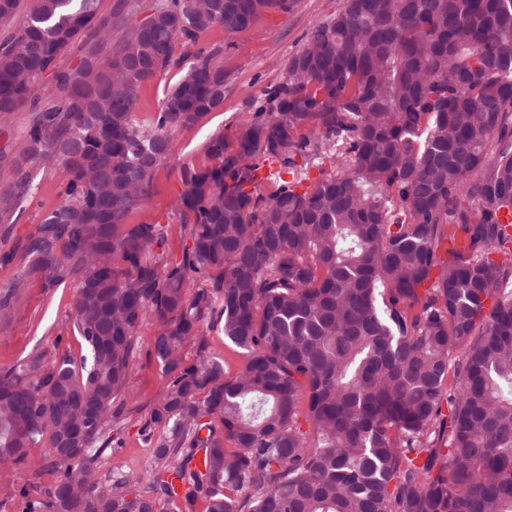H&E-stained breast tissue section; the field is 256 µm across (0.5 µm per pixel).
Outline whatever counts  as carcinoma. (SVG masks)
<instances>
[{
	"instance_id": "1",
	"label": "carcinoma",
	"mask_w": 512,
	"mask_h": 512,
	"mask_svg": "<svg viewBox=\"0 0 512 512\" xmlns=\"http://www.w3.org/2000/svg\"><path fill=\"white\" fill-rule=\"evenodd\" d=\"M0 0V233L59 165V203L0 253V320L34 279L77 282L80 355L0 371L3 499L22 512H512V0H341L183 167L169 228L128 224L173 133L224 106L219 50L288 0ZM118 31L112 56L103 50ZM87 51L75 66L70 48ZM183 74L143 124L140 89ZM56 97L38 103L40 81ZM331 165H326V162ZM317 176H311L312 170ZM161 378L151 483L106 475L137 330ZM240 350L228 376L202 329ZM196 345L193 357L186 346ZM464 351L448 364V352ZM448 414H443V409ZM44 448L56 479L14 473ZM202 510H197V507ZM29 116L30 112L28 111L15 112L11 115L2 136L0 134V148H4L8 140L17 141L20 139L27 126Z\"/></svg>"
}]
</instances>
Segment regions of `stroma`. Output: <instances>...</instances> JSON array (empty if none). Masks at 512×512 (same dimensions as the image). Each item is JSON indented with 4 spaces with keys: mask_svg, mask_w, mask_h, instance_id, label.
Returning a JSON list of instances; mask_svg holds the SVG:
<instances>
[{
    "mask_svg": "<svg viewBox=\"0 0 512 512\" xmlns=\"http://www.w3.org/2000/svg\"><path fill=\"white\" fill-rule=\"evenodd\" d=\"M339 6L340 0H294L289 11L266 14L245 32L230 36L217 26L200 37L201 47L222 49L217 61L228 79L224 106L195 125L175 132L172 157L158 167L150 198L142 209L129 216V223L178 224L171 203L182 189L181 167L209 164V141L220 134L232 136L237 121L246 113V100L280 82L284 64L302 47L313 24L335 14ZM61 178L62 170L57 166L35 172V203L15 224L13 238L26 236L58 203ZM75 293L72 282L46 289L40 281H31L18 298L15 319L0 325V369L35 353L50 357L66 348L79 350L80 341L67 321ZM139 427V414H132L123 424L122 447L102 456L101 470L132 474L145 486L152 479L153 463L150 450L138 439Z\"/></svg>",
    "mask_w": 512,
    "mask_h": 512,
    "instance_id": "stroma-1",
    "label": "stroma"
}]
</instances>
